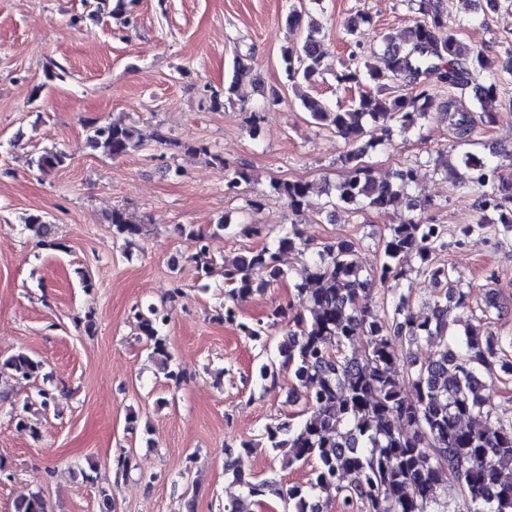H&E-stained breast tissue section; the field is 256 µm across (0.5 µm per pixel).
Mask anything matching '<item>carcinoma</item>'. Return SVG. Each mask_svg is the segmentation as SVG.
Segmentation results:
<instances>
[{
	"instance_id": "1",
	"label": "carcinoma",
	"mask_w": 512,
	"mask_h": 512,
	"mask_svg": "<svg viewBox=\"0 0 512 512\" xmlns=\"http://www.w3.org/2000/svg\"><path fill=\"white\" fill-rule=\"evenodd\" d=\"M420 17L400 44H388L384 67L363 63L345 67L338 81L369 84L348 104L334 106L314 97L303 107L316 123L331 127L352 149L341 157L345 174L325 190V206L352 212L387 213L408 195L415 182V168L395 172L393 179L376 180L362 163L368 149L383 144L370 136L377 123L393 120L403 130L414 127L435 106L427 79L463 91L476 85L481 119L496 120L497 80L501 61L463 44L448 31L444 0H416ZM96 16L117 20L126 14L125 0H96ZM300 49L282 55L288 79L312 82L319 74L323 51L316 37L319 26L307 25ZM256 83L250 69L237 63L224 89L227 98L241 96L245 82ZM401 81L406 93L391 95L387 84ZM444 119L459 139L469 137L474 120L471 110L450 100L440 105ZM87 147L113 159L142 147L134 125L102 122L88 129ZM68 156L45 150L31 159L40 170L62 166ZM460 164L471 172L468 182L479 190L480 218L461 229L465 237L482 235L498 222L512 226V175L502 165H491L469 153ZM275 192L297 214L310 204L311 183L278 181ZM112 236L127 244L143 230L127 212L115 209L107 217ZM26 226L50 240L52 225L44 216L31 214ZM181 234L197 241L195 262L201 276L219 274L224 279V316L238 323L263 354L260 378L273 379L279 368H288L296 382V399L303 401L306 418L297 426L288 422L264 427L261 442L282 455L288 465L312 464L311 477L301 485L284 487L271 475L256 479L242 468L243 455L254 445L241 444L230 451L225 474L242 487V495L224 503V512H249L246 502L259 504L278 499L285 512H323V502L334 500L340 512H445L448 494L459 496L466 512H512V419L499 416L482 394V378L500 372L512 376V336L485 335L477 327L457 333L453 310H471L470 293L449 286L448 268L435 254L448 246L443 224H423L402 218L388 226L382 237L379 263L367 268L356 243L348 239L310 243L297 225L282 229L275 246H264L216 263L209 255L205 236L180 225ZM294 250L312 256L309 280L294 284L295 301L271 313L273 322L285 324L280 341L269 334L270 324L238 321L239 303L283 276L279 255ZM445 290L427 313L413 310L410 297L400 289L411 262ZM380 288L386 307L372 308L371 293ZM130 318L149 341L151 355L164 378L174 386L184 381L173 362L163 330L171 320L165 304L135 306ZM441 339L426 358L400 353L415 344ZM41 360L18 351L0 357V382L13 378L35 379ZM414 398L405 395V389ZM15 512H47L38 493L23 498Z\"/></svg>"
}]
</instances>
